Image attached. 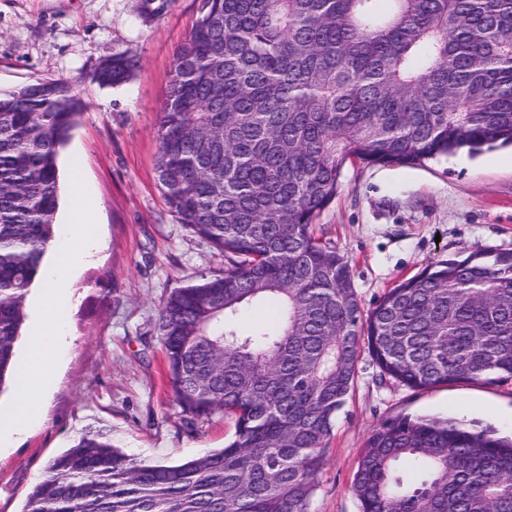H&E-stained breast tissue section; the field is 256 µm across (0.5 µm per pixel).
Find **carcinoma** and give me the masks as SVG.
Segmentation results:
<instances>
[{"label": "carcinoma", "mask_w": 512, "mask_h": 512, "mask_svg": "<svg viewBox=\"0 0 512 512\" xmlns=\"http://www.w3.org/2000/svg\"><path fill=\"white\" fill-rule=\"evenodd\" d=\"M200 0L158 126L170 213L224 257L172 289L157 330L187 427L225 413L234 440L141 460L88 431L23 512H310L363 351L411 389L512 379V250L476 248L362 308L314 221L345 163L417 165L512 147V0ZM130 61L112 56V85ZM84 105L71 82L0 95V388L54 238L58 158ZM278 318L241 326V308ZM360 512H512V435L398 416L369 435Z\"/></svg>", "instance_id": "cac0c4a2"}]
</instances>
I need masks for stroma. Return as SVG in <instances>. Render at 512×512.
<instances>
[{
	"mask_svg": "<svg viewBox=\"0 0 512 512\" xmlns=\"http://www.w3.org/2000/svg\"><path fill=\"white\" fill-rule=\"evenodd\" d=\"M199 0H0V94L71 80L85 107L60 160V185L81 181L104 242L77 266L73 300L55 313L67 336L52 356L43 417L0 446V512H21L48 464L100 430L146 461L182 462L223 447L232 417L187 430L165 375L158 309L179 284L218 273L211 245L168 211L157 183L158 112L177 47ZM133 59L130 78L95 82L100 62ZM320 237L344 255L364 309L426 266L478 247L512 250V149L414 166L346 164ZM453 417L512 433V380L411 389L363 357L336 416L311 512H359L353 475L368 435L397 416Z\"/></svg>",
	"mask_w": 512,
	"mask_h": 512,
	"instance_id": "1",
	"label": "stroma"
}]
</instances>
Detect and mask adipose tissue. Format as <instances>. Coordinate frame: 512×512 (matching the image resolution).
<instances>
[{"label":"adipose tissue","mask_w":512,"mask_h":512,"mask_svg":"<svg viewBox=\"0 0 512 512\" xmlns=\"http://www.w3.org/2000/svg\"><path fill=\"white\" fill-rule=\"evenodd\" d=\"M71 202L74 210L81 215L70 246L58 261L52 282L42 293L43 308L46 314L66 305L70 300L69 279L79 262L92 258L102 248V241L92 235L89 227L96 221L94 209L88 201V193L80 183L71 186ZM65 337L61 326H44L32 333L27 346L35 360L19 387V404L11 414L0 416V441L24 431L31 420L39 413L48 392L49 355L48 343H62Z\"/></svg>","instance_id":"obj_1"}]
</instances>
